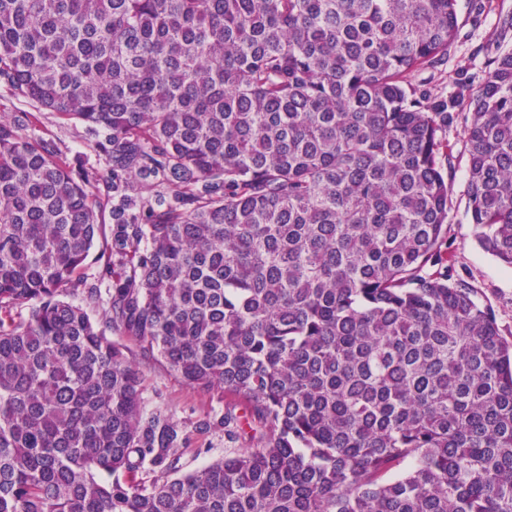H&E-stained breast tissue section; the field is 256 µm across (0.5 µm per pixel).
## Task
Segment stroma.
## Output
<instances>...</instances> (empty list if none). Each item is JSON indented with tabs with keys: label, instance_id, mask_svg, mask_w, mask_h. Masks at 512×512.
I'll return each instance as SVG.
<instances>
[{
	"label": "stroma",
	"instance_id": "1",
	"mask_svg": "<svg viewBox=\"0 0 512 512\" xmlns=\"http://www.w3.org/2000/svg\"><path fill=\"white\" fill-rule=\"evenodd\" d=\"M473 0H458L457 14L460 34L447 66L432 75L434 87L453 90L459 73H466L472 87H479L482 70L488 56L498 44L512 46V30L502 31L499 18L512 12V0H494L491 9L476 12ZM470 112L457 116L448 131L453 146L452 156L444 171L451 185V209L448 213V250L453 264V279L466 281L478 291L479 298L492 307L505 339L512 341V268L482 251L468 214V156L464 131ZM29 135L53 141L66 155L89 157L100 177H107L105 161L95 156L91 138L84 125L76 120L64 121L55 114L42 112L38 122L29 127ZM111 341L127 346L128 355L135 360L143 377L142 398L146 410L168 415L189 436V444L181 457L184 472L201 469L238 448H260L267 441L266 431L244 428L236 439H228L223 429H199L200 421L231 410L240 414L243 404L237 399L216 391L205 394L188 385L163 360H144L135 343L104 326Z\"/></svg>",
	"mask_w": 512,
	"mask_h": 512
}]
</instances>
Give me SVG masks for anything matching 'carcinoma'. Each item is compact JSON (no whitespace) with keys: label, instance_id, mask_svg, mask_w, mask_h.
Wrapping results in <instances>:
<instances>
[{"label":"carcinoma","instance_id":"obj_1","mask_svg":"<svg viewBox=\"0 0 512 512\" xmlns=\"http://www.w3.org/2000/svg\"><path fill=\"white\" fill-rule=\"evenodd\" d=\"M458 36L457 0H0V85L109 170L0 113V512H512V342L452 280L442 169L466 109L512 266V48L416 82ZM100 304L265 447L180 473ZM32 136L52 140L57 147L69 157L74 155L87 156L92 164L98 169L101 179L108 175L105 161L96 156L90 148L93 140L86 132L84 125L76 120L64 121L59 119L52 112H41L39 121L26 130Z\"/></svg>","mask_w":512,"mask_h":512}]
</instances>
